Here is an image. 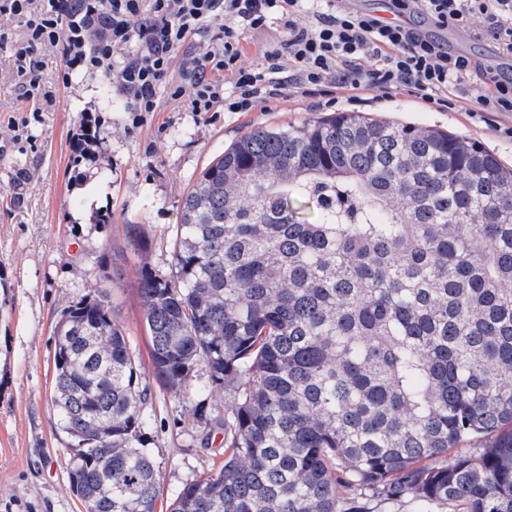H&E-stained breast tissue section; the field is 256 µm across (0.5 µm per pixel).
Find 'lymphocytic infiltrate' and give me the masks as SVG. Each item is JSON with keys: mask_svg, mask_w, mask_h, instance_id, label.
<instances>
[{"mask_svg": "<svg viewBox=\"0 0 512 512\" xmlns=\"http://www.w3.org/2000/svg\"><path fill=\"white\" fill-rule=\"evenodd\" d=\"M432 26L474 27L512 57V0H393ZM305 15L306 24L295 21ZM0 16L25 35L10 47L17 87L35 111L55 107L60 88L102 74L125 103L132 126L159 109L160 92L190 112H250L285 90L321 106L356 103L362 92L415 94L429 105L512 116V76L454 55L434 37L398 21L343 8L338 0H0ZM286 29L262 61L242 62V37L276 21ZM206 40L181 81L173 63L193 36ZM61 56L57 82L40 75V51Z\"/></svg>", "mask_w": 512, "mask_h": 512, "instance_id": "1", "label": "lymphocytic infiltrate"}]
</instances>
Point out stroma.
I'll use <instances>...</instances> for the list:
<instances>
[{
	"instance_id": "obj_1",
	"label": "stroma",
	"mask_w": 512,
	"mask_h": 512,
	"mask_svg": "<svg viewBox=\"0 0 512 512\" xmlns=\"http://www.w3.org/2000/svg\"><path fill=\"white\" fill-rule=\"evenodd\" d=\"M112 89L88 77L60 90L54 109L31 113L21 99L9 52L0 49V512H84L69 490L70 440L52 404L54 328L64 310L100 289L110 295L144 378H151L148 335L138 294L143 263L170 274L172 230L181 198L224 149L257 126L278 128L315 116L284 91L268 112L185 111L169 96L131 128L129 113L108 100ZM361 111L379 120L441 126L481 143L512 164V118L439 111L419 99H371ZM100 124L95 165L73 168L70 133L83 113ZM27 119L23 133L14 122ZM142 225L147 256L126 245ZM204 376L185 392L152 385L146 408L151 450L164 500L224 462V395ZM205 405L210 423L194 410Z\"/></svg>"
}]
</instances>
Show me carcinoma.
<instances>
[{
    "instance_id": "obj_1",
    "label": "carcinoma",
    "mask_w": 512,
    "mask_h": 512,
    "mask_svg": "<svg viewBox=\"0 0 512 512\" xmlns=\"http://www.w3.org/2000/svg\"><path fill=\"white\" fill-rule=\"evenodd\" d=\"M170 266L138 286L154 377L180 394L202 369L231 408L224 465L167 512H512V167L492 151L363 112L256 127L184 196ZM107 297L55 327L69 488L156 512L151 388Z\"/></svg>"
}]
</instances>
